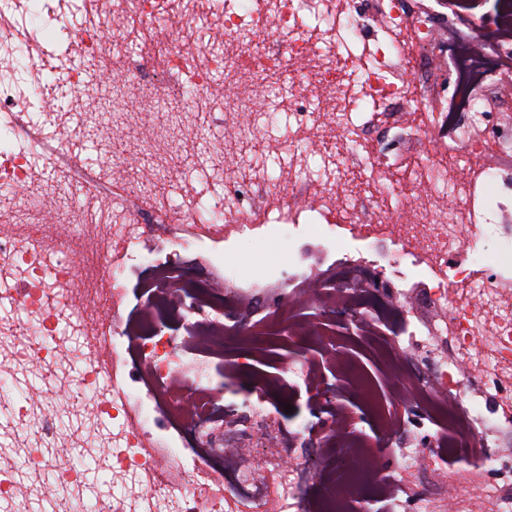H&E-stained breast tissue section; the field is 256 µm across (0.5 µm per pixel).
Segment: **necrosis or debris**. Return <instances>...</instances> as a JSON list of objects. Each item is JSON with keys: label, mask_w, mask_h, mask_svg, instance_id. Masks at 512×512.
Here are the masks:
<instances>
[{"label": "necrosis or debris", "mask_w": 512, "mask_h": 512, "mask_svg": "<svg viewBox=\"0 0 512 512\" xmlns=\"http://www.w3.org/2000/svg\"><path fill=\"white\" fill-rule=\"evenodd\" d=\"M57 16L82 33L54 57L65 83L38 74L24 32L35 27L30 0H0V438L19 448L18 471L0 462V501L16 504L51 474L62 512H372L363 493L398 494L384 451L409 424L407 400L438 427L441 456H459L448 512H467L473 476L495 470L512 485V457L495 436L512 431V172L489 167L512 154L495 76L512 68V0L465 21L422 0H53ZM182 18L192 43L165 40L162 68L134 61L140 32L162 34ZM121 51L123 73L90 82L74 59L100 58L103 33ZM229 92L218 95V84ZM150 87L157 119L134 156L113 154L94 169L60 154L34 122L47 102L61 141L101 142L130 109L132 85ZM201 140L198 161L225 157L235 171L223 196L174 208L159 198L182 181L185 114ZM431 143L436 152L422 156ZM57 171L45 176L46 166ZM402 174L413 188L393 198ZM499 185L495 196L485 182ZM464 202L449 208V196ZM57 220L41 221L47 204ZM404 220L393 221V210ZM157 221L143 223V213ZM264 235L287 247L288 266L262 282L242 281L225 246ZM197 250L212 269L197 287L175 265L154 260L157 243ZM92 274L76 279L71 256ZM315 267L304 265L307 254ZM149 265L137 319L122 309L127 269ZM275 289L279 307L246 323L239 312ZM451 314L448 357L429 373L379 350L396 406H381L363 373L336 356L327 320L339 313L379 342L391 314L410 300ZM184 324L180 335L168 322ZM326 353L381 434L360 437L316 358L296 373L311 402L332 404L306 429L316 450L314 489L302 496L294 471L269 469L266 491L239 494L210 459L251 475L258 449L281 444L263 403L278 382L257 373L272 340ZM249 384L250 419L224 432L225 386ZM110 421L105 441L113 486L124 497L83 500L80 465H58L82 427ZM196 441L184 451L175 430Z\"/></svg>", "instance_id": "1"}]
</instances>
